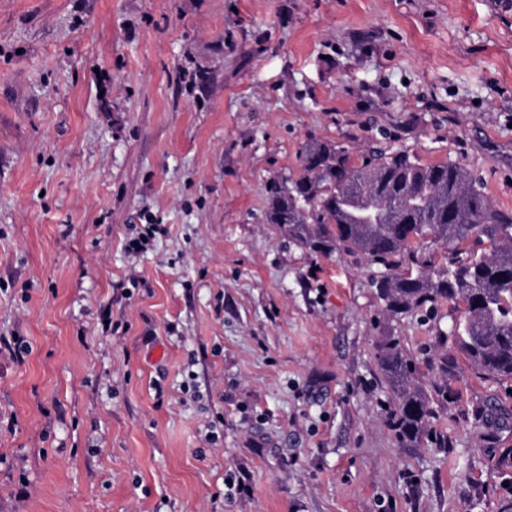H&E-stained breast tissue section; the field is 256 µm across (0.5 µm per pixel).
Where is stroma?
<instances>
[{
	"instance_id": "stroma-1",
	"label": "stroma",
	"mask_w": 512,
	"mask_h": 512,
	"mask_svg": "<svg viewBox=\"0 0 512 512\" xmlns=\"http://www.w3.org/2000/svg\"><path fill=\"white\" fill-rule=\"evenodd\" d=\"M313 141L512 211V0H0V512H501L512 381L449 336L465 304L390 316L365 260L266 223ZM377 361L395 393L390 420L403 442H418L427 434L432 415L427 394L412 382L415 360L398 336H384L377 346Z\"/></svg>"
}]
</instances>
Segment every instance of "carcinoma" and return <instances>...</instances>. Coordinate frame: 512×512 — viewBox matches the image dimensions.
Masks as SVG:
<instances>
[{"label": "carcinoma", "mask_w": 512, "mask_h": 512, "mask_svg": "<svg viewBox=\"0 0 512 512\" xmlns=\"http://www.w3.org/2000/svg\"><path fill=\"white\" fill-rule=\"evenodd\" d=\"M266 193V222L296 244L338 258L357 255L376 267L371 283L388 314L464 301L466 315L450 335L484 375L512 380V212L494 208L465 166L422 164L380 149L355 167L333 145L312 142L302 151L301 174L267 182ZM426 235L447 246L443 262L413 251V240ZM483 237L490 253L462 248ZM377 361L395 393L393 427L402 441H419L432 410L412 382L415 360L399 337L384 336Z\"/></svg>", "instance_id": "cac0c4a2"}]
</instances>
